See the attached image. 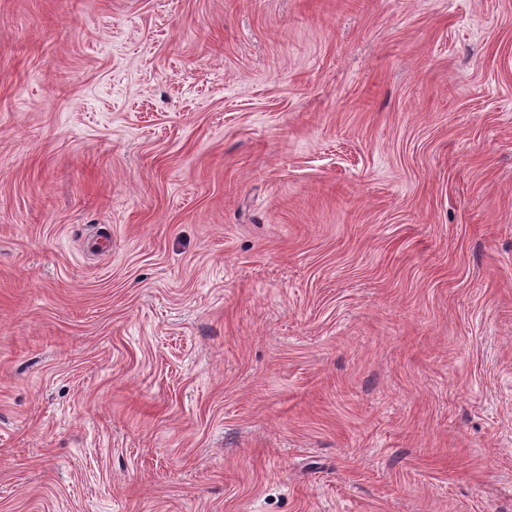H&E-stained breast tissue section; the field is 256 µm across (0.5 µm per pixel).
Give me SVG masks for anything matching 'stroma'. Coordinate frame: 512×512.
<instances>
[{
	"mask_svg": "<svg viewBox=\"0 0 512 512\" xmlns=\"http://www.w3.org/2000/svg\"><path fill=\"white\" fill-rule=\"evenodd\" d=\"M0 512H512V0H0Z\"/></svg>",
	"mask_w": 512,
	"mask_h": 512,
	"instance_id": "stroma-1",
	"label": "stroma"
}]
</instances>
